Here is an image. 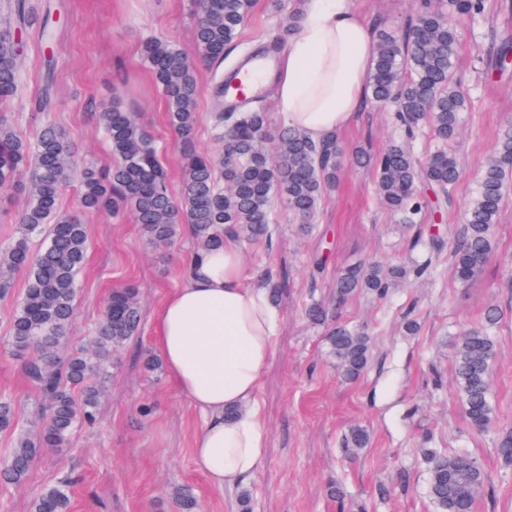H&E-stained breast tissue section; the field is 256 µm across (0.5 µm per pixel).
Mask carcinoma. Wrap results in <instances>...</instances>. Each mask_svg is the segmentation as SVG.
<instances>
[{"label": "carcinoma", "mask_w": 512, "mask_h": 512, "mask_svg": "<svg viewBox=\"0 0 512 512\" xmlns=\"http://www.w3.org/2000/svg\"><path fill=\"white\" fill-rule=\"evenodd\" d=\"M196 5L200 21L195 29V56H188L164 37L148 41L143 49L166 101L168 123L186 147L180 199L172 196L155 141L133 113L116 103L103 104L99 109L115 159L106 171L81 160L70 138L55 124H45L30 142L0 115V190L24 196L16 237L0 245V292L11 287L10 273L27 272V286L12 316L9 340L45 400L39 439L19 436L17 446L0 466L1 485L23 481L38 449L62 448L77 423H93L109 378L110 361L138 330L140 309L135 290L115 288L107 298L92 347L61 357L60 344L71 324L77 278L87 254L83 214L128 211L146 240L159 246L170 245L179 229L188 225L203 251L222 243L218 229L226 224L235 226L244 241L272 236L277 202L302 228H308L323 194L336 184L342 157L336 136L314 142L290 127L272 134L263 100L258 97L238 111L209 113L217 149L212 153L193 149L198 118L197 65L224 58L225 46L239 36L251 0H196ZM3 8L9 22L0 31L1 105L12 100L20 88L23 46L14 31L32 26L36 19L29 0H6ZM484 11L485 0H444L442 9L423 7L401 31L377 34L369 99L393 105L406 136L426 126L439 142L422 162L398 143L376 160L378 195L394 212L414 213L430 205L438 210L443 200L450 198L459 175V162L450 142L458 133L462 114L468 111L467 97L452 80L458 47L452 19L457 15L476 18ZM299 17L297 6L289 14L286 28L277 31L258 52L277 53ZM40 81L34 106L38 112H48L55 82L50 56L42 61ZM268 140L274 142L272 152L264 147ZM511 176L512 123H508L482 166L460 240L451 253L455 278L462 284L482 272L493 251L492 229ZM419 179L441 197L431 202L418 197L415 184ZM73 181L80 187L79 206L63 211L60 198ZM40 235L44 244L35 251L31 242ZM421 245L428 260L416 268L418 275L429 267L431 258L443 253L445 242L439 237L425 241L418 235L412 247ZM406 275L405 270L385 269L375 262L350 266L336 278V301L344 303L360 291L383 296L394 281ZM306 314L311 321L327 325L325 340L337 373L346 381L358 380L372 358L369 334L362 327L329 322V310L319 303H311ZM499 319L498 309L488 307L480 324L464 331L455 343V382L469 425L478 433L493 423L490 391L498 342L492 332ZM15 422L12 401L0 398V429H12ZM370 441L369 429L354 426L344 438V448L349 456L357 457ZM496 449L504 462L512 463V430L498 433ZM422 452L435 512H473L485 483L477 460L465 451L445 454L424 448ZM174 503L178 512L198 509L189 489H177ZM69 506V485L61 481L46 488L32 508L33 512H69Z\"/></svg>", "instance_id": "obj_1"}]
</instances>
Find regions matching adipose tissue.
<instances>
[{
    "instance_id": "obj_1",
    "label": "adipose tissue",
    "mask_w": 512,
    "mask_h": 512,
    "mask_svg": "<svg viewBox=\"0 0 512 512\" xmlns=\"http://www.w3.org/2000/svg\"><path fill=\"white\" fill-rule=\"evenodd\" d=\"M302 10L285 53L253 87L274 86L288 125L319 141L359 112L374 45L349 0H302ZM276 329L264 289L248 281L231 226L224 229L222 246L191 264L154 325L155 354L201 418L194 464L217 491H237L263 465L267 432L258 393Z\"/></svg>"
}]
</instances>
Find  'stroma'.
<instances>
[{"label": "stroma", "instance_id": "stroma-1", "mask_svg": "<svg viewBox=\"0 0 512 512\" xmlns=\"http://www.w3.org/2000/svg\"><path fill=\"white\" fill-rule=\"evenodd\" d=\"M252 0L238 38L221 66L197 72L198 123L194 144L210 152L215 141L207 114L216 74L227 73L286 24L292 0ZM55 11L56 82L52 120L73 141L79 155L98 166L112 155L97 107L119 102L161 148L172 192H180L184 147L168 127L165 102L145 65L141 48L165 37L185 52L194 50L198 14L194 0H52ZM423 0H350L371 28L402 30ZM459 47L454 82L469 98L459 133L451 144L460 161L452 208L424 209L412 224L385 208L376 193L372 158L392 142H407L416 156L433 147L429 128L406 138L394 107L364 102L337 137L345 155L334 189L327 191L312 230L300 232L283 205L272 240L245 242L241 250L250 274L267 269L284 274L286 286L276 307L275 353L259 392L267 429L263 467L247 485L251 512H434L422 451H468L486 475L474 512H512V464L499 458L498 431L512 429V186L495 226V249L481 275L456 281L450 256L437 269L411 277L405 286L379 298L357 295L343 304L334 298L337 275L377 260L415 268L425 258L411 246L414 236L439 231L454 248L463 228L481 167L498 133L512 119V67L488 74L492 42L512 38V0H487L482 18H454ZM23 90L0 112L28 141L43 124L29 101L38 90L41 49L35 33L26 36ZM86 264L79 275L71 327L60 353L88 348L103 317L110 289L137 288L140 327L109 368L108 389L92 426L77 425L64 448H47L34 459L21 483L0 487V512H31L33 500L63 476H71L70 512H176L171 493L190 488L198 512H240L239 496L210 488L192 456L200 419L164 369L147 370L151 336L166 296L181 286L195 247L188 234L174 245H148L132 215L104 212L85 217ZM26 275L18 271L0 299V397L15 405L16 419L30 434L42 421L43 399L27 379L23 362L8 342L12 314L21 301ZM315 300L333 305L335 316L365 328L373 340L372 360L354 382L340 378L327 355L325 329L306 315ZM501 310L499 344L492 377V431L471 429L454 386V343L478 324L489 305ZM416 320L419 330L404 329ZM356 424L372 432L370 447L357 458L344 456L341 441Z\"/></svg>", "mask_w": 512, "mask_h": 512}]
</instances>
